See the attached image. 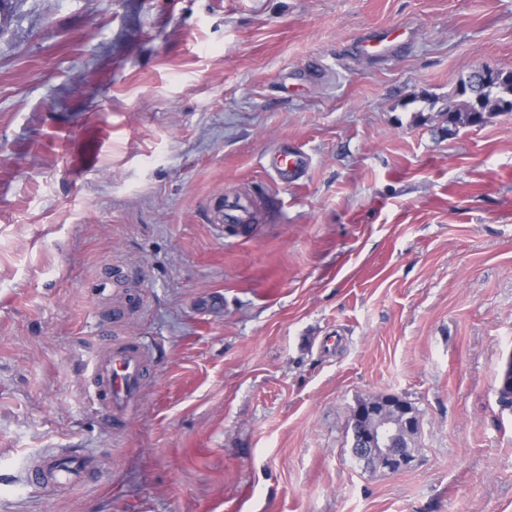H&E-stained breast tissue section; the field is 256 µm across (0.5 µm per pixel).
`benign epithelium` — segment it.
I'll list each match as a JSON object with an SVG mask.
<instances>
[{
	"instance_id": "benign-epithelium-1",
	"label": "benign epithelium",
	"mask_w": 512,
	"mask_h": 512,
	"mask_svg": "<svg viewBox=\"0 0 512 512\" xmlns=\"http://www.w3.org/2000/svg\"><path fill=\"white\" fill-rule=\"evenodd\" d=\"M349 428L352 452L374 470L403 473L414 468L415 451L398 444L420 433L419 415L397 395L367 397L353 409Z\"/></svg>"
}]
</instances>
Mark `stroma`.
I'll return each instance as SVG.
<instances>
[{"instance_id": "35a3bbf8", "label": "stroma", "mask_w": 512, "mask_h": 512, "mask_svg": "<svg viewBox=\"0 0 512 512\" xmlns=\"http://www.w3.org/2000/svg\"><path fill=\"white\" fill-rule=\"evenodd\" d=\"M481 68L512 0H0V512H512V112L448 124ZM104 330L153 356L121 438ZM388 394L398 474L351 453ZM63 448L95 482L27 486ZM301 163L302 160L299 157L283 156L271 159L270 167L281 182L288 183L295 178ZM349 428L352 452L374 470L403 473L414 468L416 441L413 448L397 444L401 437L420 433L419 415L397 395L367 397L353 409Z\"/></svg>"}]
</instances>
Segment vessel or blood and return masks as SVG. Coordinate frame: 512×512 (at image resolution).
<instances>
[{
  "instance_id": "1",
  "label": "vessel or blood",
  "mask_w": 512,
  "mask_h": 512,
  "mask_svg": "<svg viewBox=\"0 0 512 512\" xmlns=\"http://www.w3.org/2000/svg\"><path fill=\"white\" fill-rule=\"evenodd\" d=\"M150 366L151 354L145 346L101 337L90 365L92 396L115 434H123L137 412ZM92 469L91 455L79 449L50 451L29 462L26 480L34 487L66 491L84 484Z\"/></svg>"
}]
</instances>
